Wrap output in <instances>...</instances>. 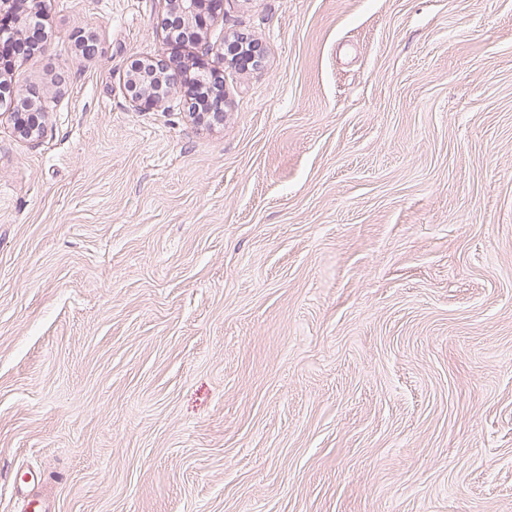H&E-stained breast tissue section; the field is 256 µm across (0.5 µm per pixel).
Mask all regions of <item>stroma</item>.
Instances as JSON below:
<instances>
[{"mask_svg": "<svg viewBox=\"0 0 512 512\" xmlns=\"http://www.w3.org/2000/svg\"><path fill=\"white\" fill-rule=\"evenodd\" d=\"M168 8L0 63V512H512V0H224L248 69ZM159 54L223 125L137 109ZM197 46L206 55L222 54L225 56H231V59H235L243 64H252L254 66L260 63V52L255 45H250L247 41H224L223 45H215L209 42L203 35L196 40ZM196 84L210 90V96L204 104L206 112L199 111L200 100L193 96L186 88L182 98L183 105L188 109L189 117L197 124L206 127L223 125L224 123V91L222 81L204 66L200 68L194 78ZM7 92L13 97L18 109L24 112H11L14 120L15 134L28 141L38 140L45 128L46 112H32L31 108H27V98L16 94L14 90L8 89Z\"/></svg>", "mask_w": 512, "mask_h": 512, "instance_id": "stroma-1", "label": "stroma"}]
</instances>
